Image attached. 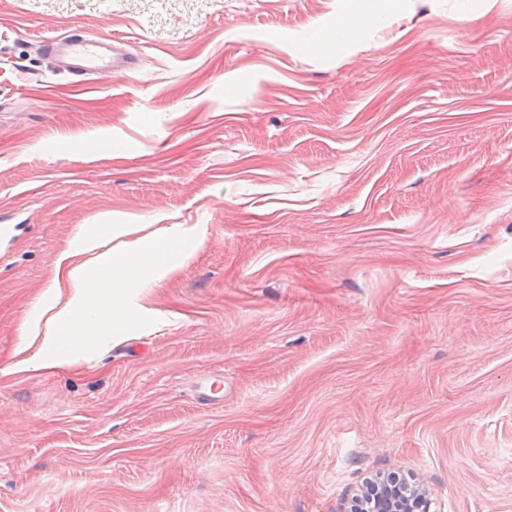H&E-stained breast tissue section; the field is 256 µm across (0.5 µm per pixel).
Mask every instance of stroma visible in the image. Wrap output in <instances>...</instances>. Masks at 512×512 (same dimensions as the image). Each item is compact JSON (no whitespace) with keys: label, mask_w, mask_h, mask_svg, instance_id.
<instances>
[{"label":"stroma","mask_w":512,"mask_h":512,"mask_svg":"<svg viewBox=\"0 0 512 512\" xmlns=\"http://www.w3.org/2000/svg\"><path fill=\"white\" fill-rule=\"evenodd\" d=\"M481 3L0 0V369L77 225L207 228L149 334L0 378V512H342L389 473L512 512V0ZM72 28L139 70H55Z\"/></svg>","instance_id":"stroma-1"}]
</instances>
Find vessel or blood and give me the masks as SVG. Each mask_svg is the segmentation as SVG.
I'll return each mask as SVG.
<instances>
[{"instance_id": "vessel-or-blood-1", "label": "vessel or blood", "mask_w": 512, "mask_h": 512, "mask_svg": "<svg viewBox=\"0 0 512 512\" xmlns=\"http://www.w3.org/2000/svg\"><path fill=\"white\" fill-rule=\"evenodd\" d=\"M42 54L55 65L83 80H97L136 70L139 58L117 38L102 39L85 35L80 30L44 40Z\"/></svg>"}]
</instances>
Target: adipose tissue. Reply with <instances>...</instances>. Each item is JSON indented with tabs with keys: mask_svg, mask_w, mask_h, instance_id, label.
Here are the masks:
<instances>
[{
	"mask_svg": "<svg viewBox=\"0 0 512 512\" xmlns=\"http://www.w3.org/2000/svg\"><path fill=\"white\" fill-rule=\"evenodd\" d=\"M207 242L202 224L79 225L24 323L14 373L78 368L145 332V301Z\"/></svg>",
	"mask_w": 512,
	"mask_h": 512,
	"instance_id": "ef3b65f1",
	"label": "adipose tissue"
}]
</instances>
